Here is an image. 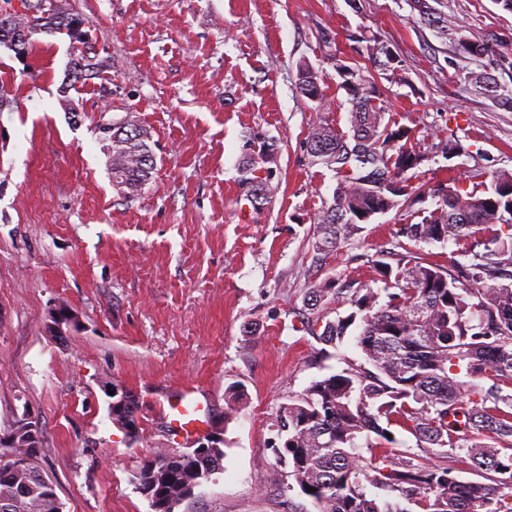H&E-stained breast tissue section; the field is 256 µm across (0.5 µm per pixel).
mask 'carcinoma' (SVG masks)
I'll list each match as a JSON object with an SVG mask.
<instances>
[{"label":"carcinoma","mask_w":512,"mask_h":512,"mask_svg":"<svg viewBox=\"0 0 512 512\" xmlns=\"http://www.w3.org/2000/svg\"><path fill=\"white\" fill-rule=\"evenodd\" d=\"M21 0L17 18L34 35L56 24L77 42L87 32L83 20L69 16L51 0ZM424 21L458 50L480 48L455 36L448 16L428 0H414ZM384 70L396 57L379 41L368 47ZM385 60H380V57ZM112 67L110 57L75 54L70 70L91 77ZM340 87L350 96V130L328 122L312 125L307 145L312 162L334 173L333 204L314 217L322 258L338 255L342 245L375 217L407 203L420 207V221L393 231L398 252L380 251L371 261L383 290L336 289V319L325 322L320 342L334 345L353 325L361 327L357 345L373 370L350 368L313 382L296 402L281 408L279 432L286 433L283 456L301 491L317 512H404L370 496V484L413 501L421 512H512V171L500 170L490 182L472 188L425 179L429 161L412 141L410 127L386 117L375 103L376 89L360 71L336 67ZM463 81L488 92L512 109V88L485 73L469 71ZM301 94L322 103L317 72L299 71ZM112 181L134 192L156 168L142 128L112 125ZM268 181L251 179L252 206L267 198ZM453 242L458 257L439 264L420 245ZM385 301H380L381 297ZM462 368L467 381L455 369ZM137 405L129 398L112 421L135 423ZM410 433L424 455L398 454L390 427ZM16 441L0 452V512H59L56 484L33 466L40 449V428L23 418ZM366 437L370 458L359 451ZM221 446L173 453L156 448L137 475L152 512H174L202 481L221 470ZM477 476H459V464ZM316 491L309 492L307 487Z\"/></svg>","instance_id":"carcinoma-1"}]
</instances>
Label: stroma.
<instances>
[{"mask_svg":"<svg viewBox=\"0 0 512 512\" xmlns=\"http://www.w3.org/2000/svg\"><path fill=\"white\" fill-rule=\"evenodd\" d=\"M84 18L88 46L112 66L73 80L67 32L33 35L25 56L0 44V437L29 417L41 430V469L62 512H151L136 473L153 449L184 451L165 413L191 391L202 434H221V471L175 512H317L279 459L276 419L313 381L363 365L317 334L335 319L333 297L312 288L373 284L368 261L392 247L400 207L348 240L338 259L313 263L314 217L333 202L332 172L307 152L309 126L349 131L351 104L337 62L357 67L388 116L416 139L460 142L426 167L448 185L474 170H512V110L465 84L485 71L512 87V12L496 0H443L450 25L483 55H460L411 0H62ZM378 38L398 60L382 70ZM309 65L316 103L297 88ZM68 97L71 110L60 105ZM146 129L157 167L132 194L112 182L99 127ZM271 192L246 198L244 160L260 146ZM78 317L66 335L59 309ZM138 400V432L109 413L112 387ZM243 393L225 400L229 389Z\"/></svg>","mask_w":512,"mask_h":512,"instance_id":"1","label":"stroma"}]
</instances>
